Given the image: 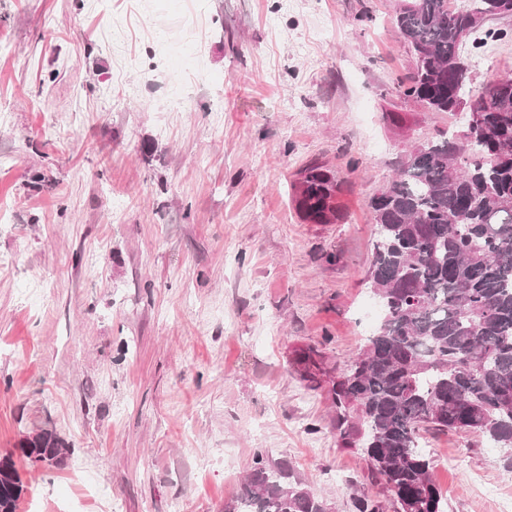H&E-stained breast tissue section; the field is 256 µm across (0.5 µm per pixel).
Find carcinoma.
Instances as JSON below:
<instances>
[{
    "label": "carcinoma",
    "instance_id": "1",
    "mask_svg": "<svg viewBox=\"0 0 512 512\" xmlns=\"http://www.w3.org/2000/svg\"><path fill=\"white\" fill-rule=\"evenodd\" d=\"M408 0L394 16L416 68L397 91L429 112L463 103L470 65L465 55L504 36L485 22L512 16V0ZM468 108L484 127L422 143L397 166L370 203L376 241L367 283L382 318L332 386L336 431L360 448L392 492L394 512H445L431 477L421 432L463 431L487 437L512 462V77L486 85ZM299 211L316 217L337 183L323 166L301 172ZM62 441L43 430L18 448L35 456ZM24 484L12 456L0 459V512H17ZM224 512H330L288 466L256 453L241 492Z\"/></svg>",
    "mask_w": 512,
    "mask_h": 512
}]
</instances>
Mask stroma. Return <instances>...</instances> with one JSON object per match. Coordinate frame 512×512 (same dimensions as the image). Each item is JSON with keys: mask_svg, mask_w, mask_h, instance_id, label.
Masks as SVG:
<instances>
[{"mask_svg": "<svg viewBox=\"0 0 512 512\" xmlns=\"http://www.w3.org/2000/svg\"><path fill=\"white\" fill-rule=\"evenodd\" d=\"M399 2L0 0V457L44 429L71 450L19 464L18 512H224L261 450L333 512H394L330 389L380 320L369 202L460 126L394 91ZM489 26L475 93L512 75V17ZM312 163L336 223L295 206ZM423 438L448 512L512 498L502 449Z\"/></svg>", "mask_w": 512, "mask_h": 512, "instance_id": "35a3bbf8", "label": "stroma"}]
</instances>
